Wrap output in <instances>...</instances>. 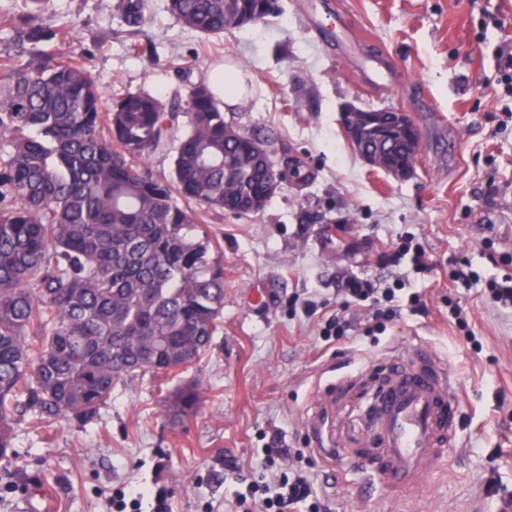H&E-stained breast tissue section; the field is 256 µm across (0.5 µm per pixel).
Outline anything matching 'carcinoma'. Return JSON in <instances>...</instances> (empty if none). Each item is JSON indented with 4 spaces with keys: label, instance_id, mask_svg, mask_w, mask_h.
Segmentation results:
<instances>
[{
    "label": "carcinoma",
    "instance_id": "1",
    "mask_svg": "<svg viewBox=\"0 0 512 512\" xmlns=\"http://www.w3.org/2000/svg\"><path fill=\"white\" fill-rule=\"evenodd\" d=\"M13 26L17 55L0 54V459H21L17 418L46 428L88 423L112 388L139 372L195 365L223 331L224 264L200 230L206 212L247 215L271 196L254 134H228L224 103L191 86L188 121L160 97L106 99L90 54L47 50L67 32L41 18ZM190 30L217 38L280 13L279 0H168ZM140 33L147 0H115ZM389 165L408 166L405 141ZM171 155V175L152 158ZM192 389L172 407H194Z\"/></svg>",
    "mask_w": 512,
    "mask_h": 512
}]
</instances>
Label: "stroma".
Listing matches in <instances>:
<instances>
[{
  "mask_svg": "<svg viewBox=\"0 0 512 512\" xmlns=\"http://www.w3.org/2000/svg\"><path fill=\"white\" fill-rule=\"evenodd\" d=\"M113 4L45 0L44 20L69 31L51 51L91 52L106 98L145 91L176 105L213 66H235L245 97L224 117L263 139L285 179L262 211L204 226L221 246L224 330L199 364L119 380L85 425L62 420L48 433L20 422L27 457L0 461V512L37 503L42 488L48 512H113V494L137 489L138 512H154L159 494L167 512H231L269 448L286 449L331 512H498L512 494V309L485 282L512 277V95L495 61L512 46V0H280V15L227 30L207 50L168 0H148L150 55L131 51L134 36L116 37ZM489 15L503 27L485 26ZM373 55L386 63L380 86L361 76ZM347 102L408 113L421 136L412 175L395 179L359 157L340 121ZM407 242L424 248L423 264ZM461 259L467 277L456 281ZM349 278L402 299L418 293L425 306L378 326L353 307L346 337L325 339L320 315ZM418 347L458 374L457 446L419 491L365 500L360 471L329 464L309 417L334 394L333 430L351 441V377ZM181 386L198 395L185 412L168 400Z\"/></svg>",
  "mask_w": 512,
  "mask_h": 512,
  "instance_id": "35a3bbf8",
  "label": "stroma"
}]
</instances>
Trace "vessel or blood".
<instances>
[{
	"label": "vessel or blood",
	"instance_id": "vessel-or-blood-1",
	"mask_svg": "<svg viewBox=\"0 0 512 512\" xmlns=\"http://www.w3.org/2000/svg\"><path fill=\"white\" fill-rule=\"evenodd\" d=\"M378 372L383 379L368 390L365 435L353 447L327 453H342L375 488L415 492L456 445V382L447 362L423 349L383 358Z\"/></svg>",
	"mask_w": 512,
	"mask_h": 512
}]
</instances>
